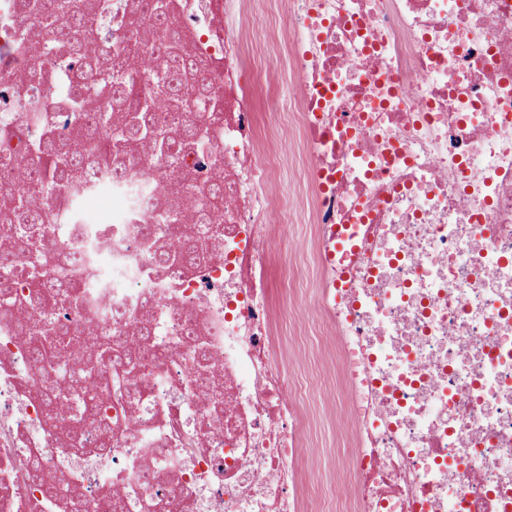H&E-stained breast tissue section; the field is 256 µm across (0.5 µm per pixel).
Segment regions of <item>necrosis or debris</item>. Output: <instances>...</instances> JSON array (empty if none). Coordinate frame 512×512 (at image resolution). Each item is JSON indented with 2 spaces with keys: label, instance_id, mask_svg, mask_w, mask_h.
<instances>
[{
  "label": "necrosis or debris",
  "instance_id": "4bbe7bcc",
  "mask_svg": "<svg viewBox=\"0 0 512 512\" xmlns=\"http://www.w3.org/2000/svg\"><path fill=\"white\" fill-rule=\"evenodd\" d=\"M81 2L99 46L204 65L207 104L154 117L174 137L209 122L210 143L175 162L149 140L113 149L80 198L46 199L42 246L80 274L48 310L71 343L37 362L0 296V512H512V0H163L164 25L135 30L132 0ZM36 18L0 0V130L35 137L49 116L63 141L97 135L69 103L95 71L15 51ZM262 52L284 66L257 82L294 91L261 118L242 75ZM283 128L287 159L267 147ZM185 188L224 215L185 211L187 248L164 219ZM287 224L308 245L286 285L301 263L319 286L277 308ZM288 316L346 396L319 508ZM141 338L151 358L126 359ZM79 370L107 415L76 416Z\"/></svg>",
  "mask_w": 512,
  "mask_h": 512
}]
</instances>
